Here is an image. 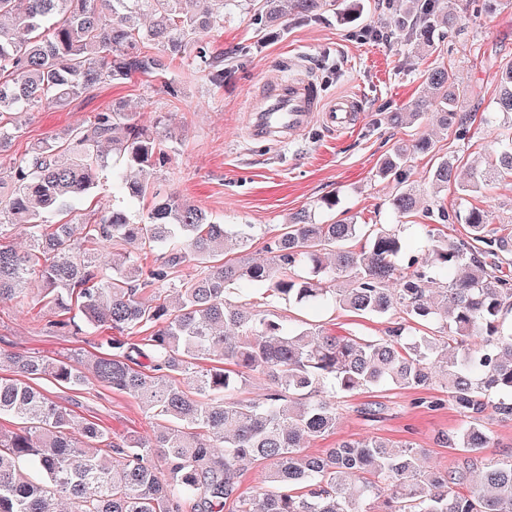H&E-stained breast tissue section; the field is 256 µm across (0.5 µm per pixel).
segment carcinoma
<instances>
[{"mask_svg": "<svg viewBox=\"0 0 512 512\" xmlns=\"http://www.w3.org/2000/svg\"><path fill=\"white\" fill-rule=\"evenodd\" d=\"M260 21L290 14L314 17L335 0H232ZM387 23L420 49L457 24L440 0H385ZM224 27V0H0V149L17 137L13 115L58 110L101 84L164 75L191 57L209 80L224 84V51L198 37ZM490 111L461 112L460 87L444 66L426 83L443 128L463 138L475 121L512 125V60L498 66ZM425 115L415 102L392 112L396 125ZM171 128L142 123L121 104L95 113L60 136L41 141L0 176V302L23 305V285L42 282L40 313L49 326L78 334L82 327L115 331L96 351L73 362L0 350L18 377H0V512H365L386 495L383 512H512V454L485 457L491 411L512 417V232L488 229L485 212L449 213L424 198L410 179L409 155L431 149L427 138L401 143L379 166L395 184L396 218L415 212L439 224L462 222L469 239L450 240L421 225L422 256L405 253L407 225L371 227L355 217L329 224L295 214L268 239L262 262L233 261L254 238L253 224H220L203 208L150 181L170 159ZM458 159L440 158L431 171L436 192L462 193L512 175V139L494 160L458 179ZM109 173L125 204L86 215L80 225L50 218L79 209ZM147 196L154 206L136 217L128 204ZM23 228L27 249L8 232ZM112 249V262L95 253ZM157 254L152 265L141 252ZM190 264L193 271L181 274ZM271 302L299 309L338 306L359 316L398 308L400 322L385 335L336 336L285 324L260 310ZM435 318L448 341L410 322ZM464 417L446 438L460 452L451 470H426L412 443L380 439L342 442L320 455L301 441L336 429L337 402L355 392L393 385H427L433 369ZM91 372L103 387L137 398L166 422L152 439L121 442L34 387L50 379L79 390ZM265 379L260 399L242 392ZM267 464L270 490L257 500L239 494L244 467ZM481 479L467 493L471 469Z\"/></svg>", "mask_w": 512, "mask_h": 512, "instance_id": "cac0c4a2", "label": "carcinoma"}]
</instances>
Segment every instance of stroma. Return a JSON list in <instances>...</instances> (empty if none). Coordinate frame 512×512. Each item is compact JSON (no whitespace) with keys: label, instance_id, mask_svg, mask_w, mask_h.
Segmentation results:
<instances>
[{"label":"stroma","instance_id":"35a3bbf8","mask_svg":"<svg viewBox=\"0 0 512 512\" xmlns=\"http://www.w3.org/2000/svg\"><path fill=\"white\" fill-rule=\"evenodd\" d=\"M456 4L461 9L460 24L436 35L426 52L417 50L405 33L385 25L378 0H363V14L354 22L328 10L312 21L289 16L273 27L258 24L253 14L225 6L223 29L207 35L228 56L223 85H214L187 61L170 74L182 90L176 99L163 91L156 78L141 76L125 84L98 86L61 110L21 114L19 136L0 153V168L8 167L43 139L63 134L120 101L139 113L143 123L165 116L178 135L170 162L155 173L156 182L204 207L223 223L257 225L258 235L243 253L246 260L266 259V237L275 234L291 214L303 210L323 220L316 205L332 193L339 196L341 209L356 216L359 223H393L388 201L395 186L380 179L377 170L394 144L432 138V152L415 153L408 161L412 180L424 186L437 158L458 156L465 170L491 161L501 141L512 134L504 123L476 124L465 138H458L455 132L439 129L432 105L418 124L394 127L384 118L385 113L427 99L425 74L435 66L452 70L462 84L479 85V98L464 100V109H472L477 102L490 107L497 94L493 75L499 63L512 59V0H497L490 10L481 0H456ZM299 53L326 97L360 95L358 125L336 135L316 122L287 143L251 139L249 99L258 96L270 80L288 76V63ZM437 199L451 212L479 208L486 212L491 228L512 229L510 180L464 198L451 187ZM39 296L40 287L35 284L25 305L0 304V349L55 359L92 352V335L58 336L46 328L35 304ZM273 311L286 321L301 320L327 332L361 336L383 335L401 315L395 309L380 317H359L338 307L311 314L283 305L274 306ZM36 386L78 417L108 428L116 440L127 435L148 437L160 427L158 420L145 414L138 399L92 380L77 391L46 379L37 380ZM432 401L437 402V409H429ZM371 403L381 408L372 418L364 413ZM338 412L336 430L307 440L305 453L320 454L343 441L377 437L407 440L426 449L428 465L449 469L456 464V454L445 447L442 438L454 434L462 416L448 401L440 381L418 389L364 390L342 399Z\"/></svg>","mask_w":512,"mask_h":512}]
</instances>
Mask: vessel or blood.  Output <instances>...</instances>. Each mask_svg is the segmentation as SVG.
Segmentation results:
<instances>
[{"instance_id": "vessel-or-blood-1", "label": "vessel or blood", "mask_w": 512, "mask_h": 512, "mask_svg": "<svg viewBox=\"0 0 512 512\" xmlns=\"http://www.w3.org/2000/svg\"><path fill=\"white\" fill-rule=\"evenodd\" d=\"M249 109L252 139L287 142L317 119L330 131H347L361 102L349 95L323 97L316 80L303 71L270 82L260 98L250 101Z\"/></svg>"}]
</instances>
